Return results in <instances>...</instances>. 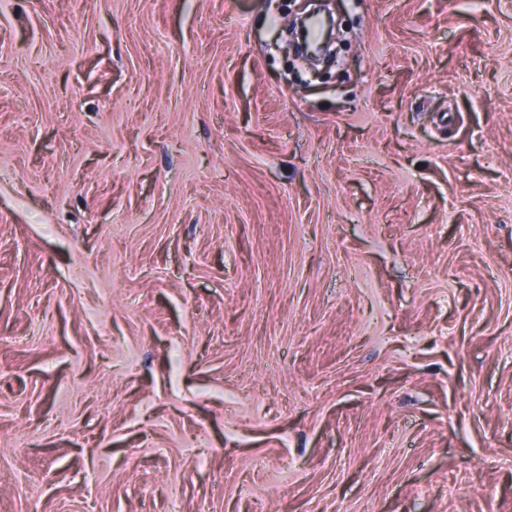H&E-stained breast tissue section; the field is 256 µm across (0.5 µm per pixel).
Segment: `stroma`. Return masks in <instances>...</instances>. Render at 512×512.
<instances>
[{
    "mask_svg": "<svg viewBox=\"0 0 512 512\" xmlns=\"http://www.w3.org/2000/svg\"><path fill=\"white\" fill-rule=\"evenodd\" d=\"M305 5L0 0V512H512V0Z\"/></svg>",
    "mask_w": 512,
    "mask_h": 512,
    "instance_id": "obj_1",
    "label": "stroma"
}]
</instances>
